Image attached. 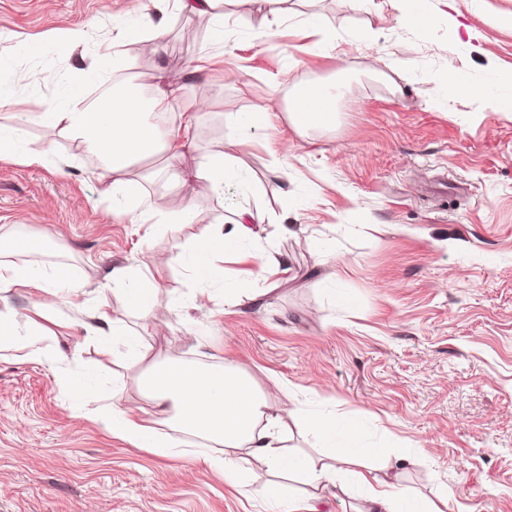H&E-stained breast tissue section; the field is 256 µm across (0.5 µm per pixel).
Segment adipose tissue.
Returning a JSON list of instances; mask_svg holds the SVG:
<instances>
[{"instance_id":"ef3b65f1","label":"adipose tissue","mask_w":512,"mask_h":512,"mask_svg":"<svg viewBox=\"0 0 512 512\" xmlns=\"http://www.w3.org/2000/svg\"><path fill=\"white\" fill-rule=\"evenodd\" d=\"M295 101L298 108L291 118L296 125L326 128L335 123V100L326 89H301ZM158 112L177 114L178 125L160 129L152 121ZM40 117L80 138L95 152L112 177L108 191L113 205L154 231L169 224L192 222L204 212L205 203L195 191V181L207 180L212 190L220 191L236 175L227 155L207 157L180 178L189 201L179 214L156 211L139 193L137 180L128 176L133 166L157 157L178 159L194 144L199 114L188 109L182 94L173 88L156 87L144 100L116 91L111 106L99 112L82 107L80 97L66 90L44 103ZM256 237L245 221H237L224 238L198 243L183 255L181 263L193 280L223 279L220 255L239 251L242 243ZM110 277L113 297L140 319H147L154 294L161 286L149 266L115 268ZM16 288L77 297L84 285L63 269L49 273L0 257V294ZM45 308V303L36 304L32 316L22 321L9 302H1L0 351L19 353L27 360L44 357V343L52 337L51 330L41 323ZM94 317L98 326L93 338L101 355H112L121 346L127 356L145 366L139 386L151 411L145 415L135 409L113 407L102 421L114 437L158 451L172 445L163 432L167 426L202 437L220 450L219 455L208 457V464L222 471L225 481L232 484L242 479L250 460L260 461L269 475L264 493L278 512H318L314 502L298 500L280 483L281 474L287 470L304 475L310 484L322 487L333 497L346 494L351 482H358L365 493L353 512H446L435 502L393 483L391 472L407 469L412 457L404 453L387 456L382 449L367 447L357 425L337 424L334 417L325 414L280 413L274 409L269 392L258 385L248 369L229 359L216 368L148 361L136 330L116 326L111 311L101 305L96 306ZM292 427L329 448L328 462L317 465L302 454L286 453L285 437Z\"/></svg>"}]
</instances>
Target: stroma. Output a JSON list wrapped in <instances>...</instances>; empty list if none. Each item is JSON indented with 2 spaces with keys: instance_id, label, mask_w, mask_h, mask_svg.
<instances>
[{
  "instance_id": "obj_1",
  "label": "stroma",
  "mask_w": 512,
  "mask_h": 512,
  "mask_svg": "<svg viewBox=\"0 0 512 512\" xmlns=\"http://www.w3.org/2000/svg\"><path fill=\"white\" fill-rule=\"evenodd\" d=\"M455 7V21L401 28L386 4L260 0L244 12L225 0L211 27L174 0H0V86L11 96L0 124L23 127L47 153L34 166L0 158V247L37 238L44 250L16 262L65 266L85 285L79 304L47 297L57 326L46 360L0 357V512H270L261 462L234 486L194 455L202 439L172 431L184 450L161 454L100 421L116 402L149 405L140 366L86 340L105 299L117 323L140 330L149 359L240 360L261 386L283 382L280 406L362 420L368 444L411 455L402 483L447 495L448 512H512V112L488 101L491 78L512 73L502 22L512 0ZM314 19L333 48L313 49ZM76 29L85 43L64 51ZM146 36L155 52H142ZM87 69L89 92L116 71L183 88L202 108L177 167L228 153L249 184L217 194L197 183L205 213L153 234L113 209L99 157L37 117ZM451 72L469 92L445 94ZM332 82L335 126L296 127L295 91ZM273 95L272 129L243 132L238 115ZM154 168L137 169L143 194L181 211L179 185ZM245 209L259 240L225 256L227 282L196 284L181 255ZM269 253L282 271L259 277ZM157 258L161 286L143 321L113 301L109 274ZM228 282L242 287L240 305L225 304ZM74 375L84 396L62 385Z\"/></svg>"
}]
</instances>
